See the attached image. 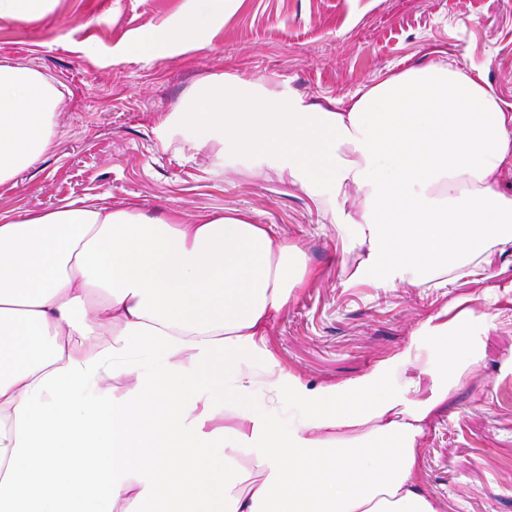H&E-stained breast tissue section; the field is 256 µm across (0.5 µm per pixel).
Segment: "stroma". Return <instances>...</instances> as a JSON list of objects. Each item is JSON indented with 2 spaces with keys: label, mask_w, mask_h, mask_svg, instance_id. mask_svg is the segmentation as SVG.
I'll return each instance as SVG.
<instances>
[{
  "label": "stroma",
  "mask_w": 512,
  "mask_h": 512,
  "mask_svg": "<svg viewBox=\"0 0 512 512\" xmlns=\"http://www.w3.org/2000/svg\"><path fill=\"white\" fill-rule=\"evenodd\" d=\"M192 0H57L47 17L0 19V59L62 85L56 149L0 185V213L43 211L110 194L155 215L238 210L274 224L316 275L269 328L279 362L314 385L358 377L407 350L446 306L486 314L462 324L481 359L431 418L421 464L439 512H512V246L480 267L396 289L349 284L357 253L327 208L260 160L219 165L215 147H164L158 128L207 76L263 78L321 104L348 100L387 72L440 59L482 78L512 111V0H244L206 49L146 61L131 37L176 22Z\"/></svg>",
  "instance_id": "obj_1"
}]
</instances>
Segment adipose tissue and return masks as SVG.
<instances>
[{"label":"adipose tissue","instance_id":"adipose-tissue-1","mask_svg":"<svg viewBox=\"0 0 512 512\" xmlns=\"http://www.w3.org/2000/svg\"><path fill=\"white\" fill-rule=\"evenodd\" d=\"M136 36L147 60L206 48L242 0H194ZM52 77L0 63V184L60 137ZM228 161L263 159L360 252L354 280L418 286L512 246V113L465 69L431 61L346 105L265 80L203 78L158 133ZM355 208H346L349 199ZM311 275L273 224L238 211L151 216L103 194L0 217V512H439L421 483L426 424L479 361L441 309L412 342L429 397L393 379L401 352L313 385L268 327Z\"/></svg>","mask_w":512,"mask_h":512}]
</instances>
